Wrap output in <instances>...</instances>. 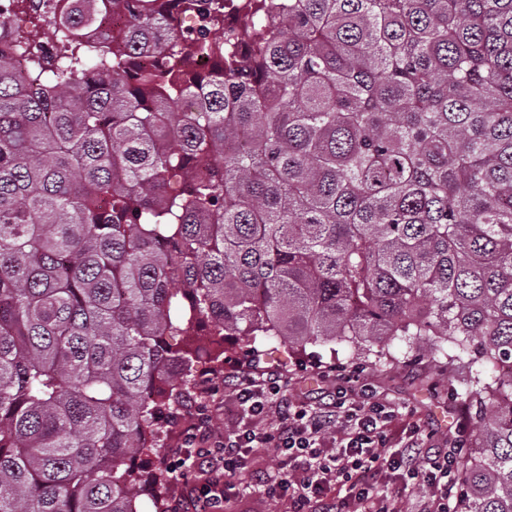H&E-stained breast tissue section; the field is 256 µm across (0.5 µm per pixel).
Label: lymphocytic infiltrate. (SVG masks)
I'll return each mask as SVG.
<instances>
[{
  "instance_id": "obj_1",
  "label": "lymphocytic infiltrate",
  "mask_w": 512,
  "mask_h": 512,
  "mask_svg": "<svg viewBox=\"0 0 512 512\" xmlns=\"http://www.w3.org/2000/svg\"><path fill=\"white\" fill-rule=\"evenodd\" d=\"M233 387L242 428L219 437L208 418H198L186 434L185 448L167 469L171 475H208L207 483L190 487L187 512H220L248 459L266 451L279 464L271 472L251 471V484L265 495L287 499L289 512H398L383 489L391 472L404 487L422 490L417 512H457L452 501L456 458L448 452H424L415 425L403 451L392 452L385 428L393 413L369 390H362L353 406L340 390L323 404L295 401L286 382L274 374L242 376ZM270 412L277 421L264 424ZM335 486L345 489L344 497L332 495Z\"/></svg>"
}]
</instances>
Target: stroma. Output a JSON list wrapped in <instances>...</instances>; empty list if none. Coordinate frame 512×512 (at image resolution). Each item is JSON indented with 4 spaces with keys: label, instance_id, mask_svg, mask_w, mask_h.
Wrapping results in <instances>:
<instances>
[{
    "label": "stroma",
    "instance_id": "obj_1",
    "mask_svg": "<svg viewBox=\"0 0 512 512\" xmlns=\"http://www.w3.org/2000/svg\"><path fill=\"white\" fill-rule=\"evenodd\" d=\"M245 350L244 341L236 336L230 337L224 346H211V354L225 355L224 371L219 375L211 373L209 356L201 357L195 364L192 400L203 401L206 387H217L216 405L211 410L216 434L235 431L240 424L235 413V394L225 384L226 378L239 369L255 376L269 372L286 378L289 395L298 401L318 393L334 394L341 384L347 385L349 396L354 398L361 385H368L377 401L394 410L390 425L393 435H400L409 423H418L429 435L427 447L435 450L468 447L474 433L473 412L460 393L458 371L445 358L434 357L431 350L411 356L397 352L378 361L362 354L336 352L323 345L307 346L299 354L274 343L252 364L245 359Z\"/></svg>",
    "mask_w": 512,
    "mask_h": 512
}]
</instances>
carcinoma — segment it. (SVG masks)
<instances>
[{
	"mask_svg": "<svg viewBox=\"0 0 512 512\" xmlns=\"http://www.w3.org/2000/svg\"><path fill=\"white\" fill-rule=\"evenodd\" d=\"M53 13L59 59L0 41V512H141L204 329L430 339L463 512H512V0H252L250 54L204 0Z\"/></svg>",
	"mask_w": 512,
	"mask_h": 512,
	"instance_id": "cac0c4a2",
	"label": "carcinoma"
}]
</instances>
